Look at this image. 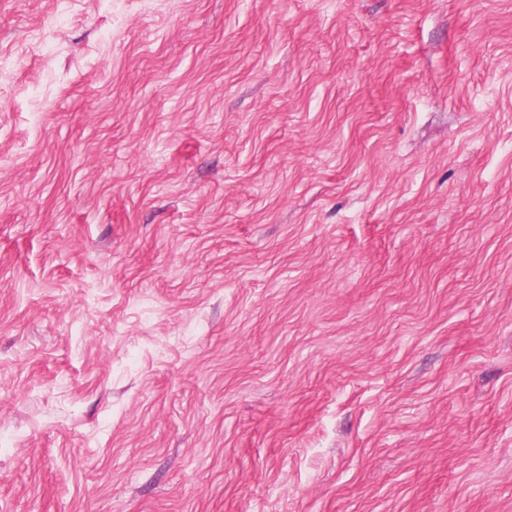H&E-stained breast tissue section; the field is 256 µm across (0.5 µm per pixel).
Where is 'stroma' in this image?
I'll use <instances>...</instances> for the list:
<instances>
[{
	"label": "stroma",
	"mask_w": 512,
	"mask_h": 512,
	"mask_svg": "<svg viewBox=\"0 0 512 512\" xmlns=\"http://www.w3.org/2000/svg\"><path fill=\"white\" fill-rule=\"evenodd\" d=\"M0 512H512V0H0Z\"/></svg>",
	"instance_id": "stroma-1"
}]
</instances>
